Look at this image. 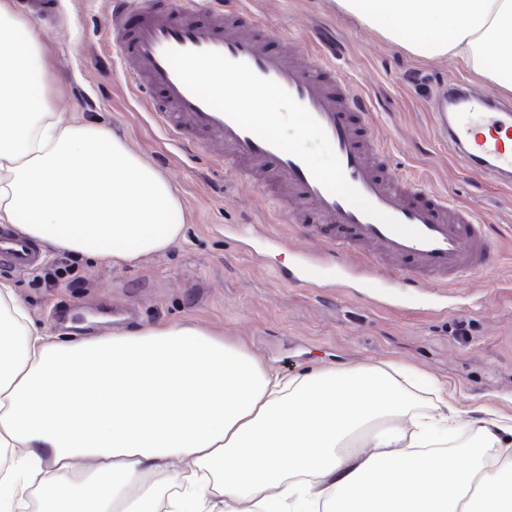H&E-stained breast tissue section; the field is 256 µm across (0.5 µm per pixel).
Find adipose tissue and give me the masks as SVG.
<instances>
[{
	"label": "adipose tissue",
	"mask_w": 512,
	"mask_h": 512,
	"mask_svg": "<svg viewBox=\"0 0 512 512\" xmlns=\"http://www.w3.org/2000/svg\"><path fill=\"white\" fill-rule=\"evenodd\" d=\"M512 93V0H336ZM0 0V224L115 267L184 236L180 199L109 128L34 100L41 43ZM393 361L283 376L191 321L54 342L0 280V512H512V415L419 413Z\"/></svg>",
	"instance_id": "ef3b65f1"
}]
</instances>
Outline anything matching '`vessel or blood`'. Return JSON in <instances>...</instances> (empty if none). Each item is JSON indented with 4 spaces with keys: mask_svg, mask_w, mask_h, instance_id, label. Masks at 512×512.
<instances>
[{
    "mask_svg": "<svg viewBox=\"0 0 512 512\" xmlns=\"http://www.w3.org/2000/svg\"><path fill=\"white\" fill-rule=\"evenodd\" d=\"M110 26L122 36L119 74L148 101L151 117L172 140L197 138L216 162L231 160L249 180L288 188L318 218L324 253L299 252L289 284L311 285L310 266L321 261L326 286L339 283L345 267L335 255L357 259L353 272H369L379 261L396 266L386 288L420 291L447 287L489 269L493 251L483 222L472 209L396 178L383 147L369 127L362 99L335 69L296 41L271 48L267 27L238 4L199 11L195 0H113ZM214 50L246 62L261 77L284 87L323 127L347 182L382 212L420 232L412 239L389 230L343 197L321 185L304 161L239 127L211 108L177 78L165 52ZM431 122L464 169L505 187L512 186V102L453 86L436 93ZM42 259L39 246L0 230V263L26 271Z\"/></svg>",
    "mask_w": 512,
    "mask_h": 512,
    "instance_id": "b4317fda",
    "label": "vessel or blood"
}]
</instances>
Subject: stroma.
<instances>
[{"instance_id": "obj_1", "label": "stroma", "mask_w": 512, "mask_h": 512, "mask_svg": "<svg viewBox=\"0 0 512 512\" xmlns=\"http://www.w3.org/2000/svg\"><path fill=\"white\" fill-rule=\"evenodd\" d=\"M273 35L314 49L366 99L372 131L394 174L475 210L496 254L479 273L435 296L425 289L406 306L380 310L372 288L319 296L281 274L291 251L320 249L309 231L289 226L274 192L253 186L231 164L191 144L175 145L148 115L139 92L117 81L110 0H52L53 20L31 18L53 82L43 100L65 123H100L156 169L180 198L183 239L166 253L115 268L46 249L47 261L72 273L43 281L0 269L30 318L49 336L81 338L111 331L90 315L125 309L128 328L192 320L247 345L268 368L287 374L396 360L438 381L459 408L486 403L512 415V188L464 170L434 131L429 98L438 84L472 74L446 58L426 60L385 41L332 0H243ZM243 224H263L281 245L255 261ZM81 287H70L71 277ZM465 324L466 336L455 334Z\"/></svg>"}]
</instances>
